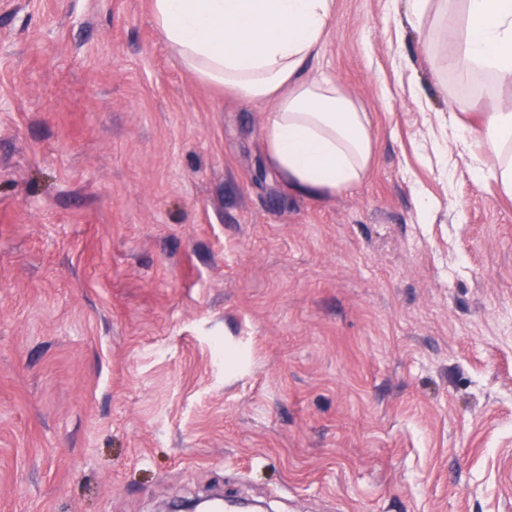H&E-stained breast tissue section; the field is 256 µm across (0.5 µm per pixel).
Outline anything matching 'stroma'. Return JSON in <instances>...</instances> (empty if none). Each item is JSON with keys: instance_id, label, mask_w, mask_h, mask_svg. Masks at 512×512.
I'll return each instance as SVG.
<instances>
[{"instance_id": "obj_1", "label": "stroma", "mask_w": 512, "mask_h": 512, "mask_svg": "<svg viewBox=\"0 0 512 512\" xmlns=\"http://www.w3.org/2000/svg\"><path fill=\"white\" fill-rule=\"evenodd\" d=\"M446 52L335 0L305 74L375 156L315 199L151 0H0V512H512V198L442 153Z\"/></svg>"}]
</instances>
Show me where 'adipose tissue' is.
Instances as JSON below:
<instances>
[{"label":"adipose tissue","instance_id":"ef3b65f1","mask_svg":"<svg viewBox=\"0 0 512 512\" xmlns=\"http://www.w3.org/2000/svg\"><path fill=\"white\" fill-rule=\"evenodd\" d=\"M151 10L167 50L201 82L272 103L261 137L287 191L323 198L363 182L375 152L367 112L332 79L303 77L327 36L334 0H151ZM442 22L449 73L489 80L477 126L449 113L452 151L512 196V106L497 93L512 86V0H446ZM477 143L485 147L479 156Z\"/></svg>","mask_w":512,"mask_h":512}]
</instances>
